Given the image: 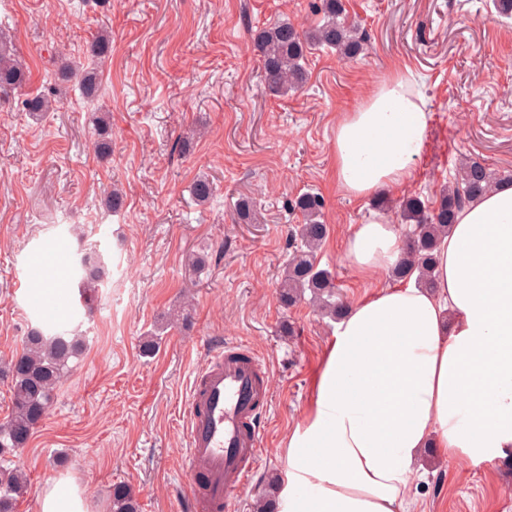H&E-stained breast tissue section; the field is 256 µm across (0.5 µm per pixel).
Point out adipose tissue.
Segmentation results:
<instances>
[{
    "label": "adipose tissue",
    "mask_w": 512,
    "mask_h": 512,
    "mask_svg": "<svg viewBox=\"0 0 512 512\" xmlns=\"http://www.w3.org/2000/svg\"><path fill=\"white\" fill-rule=\"evenodd\" d=\"M430 116L394 71L337 121L336 188L364 200L415 175ZM397 227L356 225L344 255L373 280L401 252ZM434 286L379 287L338 322L314 397L288 436L276 512H410L424 448L479 465L512 455V185L460 210L436 251ZM40 512H88L74 479Z\"/></svg>",
    "instance_id": "ef3b65f1"
}]
</instances>
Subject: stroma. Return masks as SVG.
I'll return each mask as SVG.
<instances>
[{"label": "stroma", "instance_id": "35a3bbf8", "mask_svg": "<svg viewBox=\"0 0 512 512\" xmlns=\"http://www.w3.org/2000/svg\"><path fill=\"white\" fill-rule=\"evenodd\" d=\"M314 2L0 0V29L27 68L26 90L51 85L57 100L39 119L17 98L0 100V364L21 352L31 324L67 327L77 312L87 339L26 447L5 460L28 475L14 512H40L43 488L61 477L75 479L90 512H110L116 483L133 486L140 512H183L184 403L203 344L216 338L262 353L270 368L257 470L230 494L237 512H252L288 467V433L312 402L336 327L308 302L280 301L290 230L301 221L291 201L307 190L324 197L321 265L349 304L371 289L344 257L356 224L377 214L408 233L403 198L438 200L461 157L512 170V18L491 0H344L363 52L312 51L302 88L274 93L252 35L277 20L308 28ZM101 31L112 51L89 101L53 73L65 59L89 63ZM404 66L431 115L415 178L367 200L344 197L333 166L336 122ZM99 110L110 115L105 157L91 123ZM202 176L215 188L205 202L191 193ZM113 187L123 195L115 212L104 200ZM242 196L258 223L238 221ZM85 243L106 264L87 309L74 275ZM191 254L201 268L189 266ZM51 268L65 276L58 303L34 293ZM286 324L293 335H283ZM154 331L159 350L144 354ZM420 463L421 512H512V468L451 461L434 448Z\"/></svg>", "mask_w": 512, "mask_h": 512}]
</instances>
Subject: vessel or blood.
Wrapping results in <instances>:
<instances>
[{
	"label": "vessel or blood",
	"instance_id": "vessel-or-blood-1",
	"mask_svg": "<svg viewBox=\"0 0 512 512\" xmlns=\"http://www.w3.org/2000/svg\"><path fill=\"white\" fill-rule=\"evenodd\" d=\"M270 394L263 356L239 343H209L185 405L183 495L190 512H231L227 494L250 478Z\"/></svg>",
	"mask_w": 512,
	"mask_h": 512
}]
</instances>
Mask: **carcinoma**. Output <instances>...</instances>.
Wrapping results in <instances>:
<instances>
[{"label":"carcinoma","instance_id":"carcinoma-1","mask_svg":"<svg viewBox=\"0 0 512 512\" xmlns=\"http://www.w3.org/2000/svg\"><path fill=\"white\" fill-rule=\"evenodd\" d=\"M317 11L320 22L308 32H301L290 22H275L255 32L253 41L260 53L269 87L285 92L300 87L306 77L305 60L311 50L324 47L353 58L362 51L363 37L358 27L344 15L343 0H321ZM98 66L76 69L60 67L54 80L68 82L80 77L86 98L93 99L100 90L99 72L109 52V38L100 34L91 44ZM26 80L22 64L10 54L6 37L0 38V95L20 87ZM53 93L43 91L21 101L23 111L38 118L54 111ZM98 136V150L110 152L108 117L102 113L92 117ZM512 183V173L495 175L477 161H467L458 168L455 183L443 192L436 205L429 207L420 197H408L400 204L403 219L414 222V230L405 242L403 254L392 270L398 280L415 277L420 288L434 285L435 250L448 226L455 223L459 210L480 198L497 183ZM325 202L317 193L306 192L293 202V208L302 216L295 236L300 245L284 271L280 284V300L288 307L310 294V300L333 318L345 312V305L336 301L335 278L332 272L319 266L318 249L329 233L323 209ZM101 256L89 251L79 259L75 275L79 277L82 292L90 294L98 288L102 278ZM85 337L79 328L47 334L32 326L24 336V347L11 359L0 376L10 380L11 413L0 426V455L13 453L28 443L36 425L46 414L53 392L60 380L71 370L70 363L81 352ZM26 476L18 469L0 470V512H13L16 498L26 487ZM112 512H138L137 499L124 483L112 486Z\"/></svg>","mask_w":512,"mask_h":512}]
</instances>
